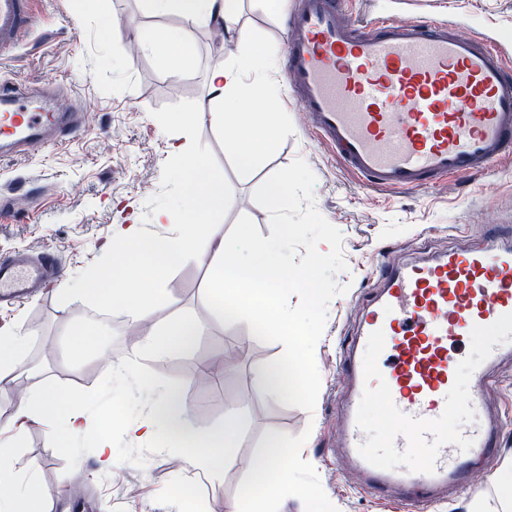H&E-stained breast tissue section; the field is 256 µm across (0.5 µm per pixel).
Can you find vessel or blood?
I'll return each mask as SVG.
<instances>
[{"label":"vessel or blood","instance_id":"1","mask_svg":"<svg viewBox=\"0 0 512 512\" xmlns=\"http://www.w3.org/2000/svg\"><path fill=\"white\" fill-rule=\"evenodd\" d=\"M30 21L29 0H0V49ZM283 73L298 110L364 187L478 176L512 155V62L492 40L441 17L363 22L343 0H294ZM77 130L72 113L0 81V151L59 144ZM56 276L49 254L0 262V300L25 298ZM477 335L481 356L461 362L459 348ZM511 357L512 242L493 236L479 248L387 264L341 360L351 387L340 444L351 472L415 512L447 490L466 491L499 435L484 401L490 370ZM463 384L470 416L452 425L450 400ZM375 397L397 409L387 447L422 457L421 467L385 466L370 446L360 409Z\"/></svg>","mask_w":512,"mask_h":512}]
</instances>
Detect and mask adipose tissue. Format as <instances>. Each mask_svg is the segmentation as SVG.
Here are the masks:
<instances>
[{
  "label": "adipose tissue",
  "mask_w": 512,
  "mask_h": 512,
  "mask_svg": "<svg viewBox=\"0 0 512 512\" xmlns=\"http://www.w3.org/2000/svg\"><path fill=\"white\" fill-rule=\"evenodd\" d=\"M242 3L243 0H139L142 12L175 15L190 23L205 21L222 29L228 39L240 33ZM149 45L163 55L173 76H181L194 63L193 45L183 30L163 31L151 38ZM276 59L273 49L258 46L248 55L244 66L219 63L210 74V93L224 105L223 111L213 113L212 121L233 136L245 138V146L232 148L236 166L245 175L259 165L276 131L272 112L281 89L271 82H256L250 90L266 106L258 112L243 111L242 100L248 89L243 86L242 70L246 67L271 70L276 66ZM169 155L179 179L178 204L157 210L155 221L167 224L180 219L187 226L186 232L178 237H155L143 235L136 224L115 225L112 238L121 244L123 254L130 256L132 271L119 281L102 273L90 275L77 287L61 288L62 300L72 303L91 297L103 308L122 310L131 322H139L161 304L166 275L195 255L197 242L203 239L207 242L210 265L220 276L214 293L221 311L233 318L247 312L273 323L281 335H293L288 313L273 292L274 285L288 275L287 239L268 242L246 252L228 242L219 225L211 221L212 215L224 208L223 177L209 170L205 154L191 142L173 140ZM200 333L197 322L170 318L158 331L152 332L148 346L160 355L185 353L191 350ZM80 408V403L60 402L55 393L46 390L20 404L14 417L0 421V433L9 435L8 441H0V512H38V504L46 495L37 480V463H30L23 475L11 471L7 464L13 449L24 440V430L17 425V418L64 419L65 428L55 441L69 447L74 440L91 433L88 419ZM190 413L181 387L163 385L158 387L147 416L122 419V431L137 441L159 439L160 452L181 455L189 473L211 471L231 463L237 412H228L222 429L202 437L190 432ZM297 490L296 481L284 468L264 495L234 499L228 503L226 512H269L274 497H285Z\"/></svg>",
  "instance_id": "adipose-tissue-1"
}]
</instances>
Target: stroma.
Instances as JSON below:
<instances>
[{"instance_id":"stroma-1","label":"stroma","mask_w":512,"mask_h":512,"mask_svg":"<svg viewBox=\"0 0 512 512\" xmlns=\"http://www.w3.org/2000/svg\"><path fill=\"white\" fill-rule=\"evenodd\" d=\"M344 5L357 15L412 20L434 9L462 30L493 39L512 58V0H440L434 8L427 0H345ZM290 8L291 0H282L275 12L267 11L262 0H244L242 35L231 41L215 27L193 26L195 62L178 79L170 76L164 58L138 38L181 27V19L143 13L137 0H108L103 16L78 14L75 0H32L35 25L13 50L0 53L1 77L23 87L57 85V106L76 104L81 126L79 135L64 145L44 143L29 155L0 160L13 203L12 211L0 213V260L20 250L33 256L50 252L65 281L73 283L101 269L122 278L124 268L112 261L114 225L134 222L144 234L160 237L183 230L177 221L156 223L154 215L178 192L168 145L186 128L211 169L224 178L226 205L214 218L223 232L246 215L262 236H270V216L254 193L273 171L301 158L316 177L318 211L343 234L341 255L347 265L337 277L347 291L329 302L325 330L315 347L321 388L310 413L268 397L256 384V371L281 356L283 347L259 342L246 322L224 324L207 308L203 289L211 268L202 258H191L169 273L161 309L135 327L122 311L99 308L95 301L63 302L55 287L0 308V328L28 338L22 378L0 393V417L12 416L19 401L51 385L64 398L84 399L95 429L113 428L112 452L119 463L105 470L95 441L81 439L75 447L60 448L53 440L58 423L25 421V440L14 449L9 465L22 474L30 462L38 463L39 481L48 492L41 512H180L186 502L198 504L201 512H226L229 501L254 488V460L281 438L288 441L289 470L316 497L278 499L275 512H404L402 504L378 501L363 480L344 468L336 451L348 392L340 352L363 300L382 277L384 257L404 263L454 246H478L484 224L512 225V157L479 177L417 190H370L341 164L333 146L313 133L285 95L274 114L280 134L254 172L240 175L211 118L222 105L209 93L208 74L217 63L241 61L253 43L283 50ZM116 56L123 61L117 69L112 66ZM169 316L201 324L203 333L191 352L163 358L147 352L133 374L113 378L112 364L138 346L155 322ZM85 328L99 335L111 365L101 366L99 353L75 341L73 331ZM235 348L245 355L227 367L223 384L197 387L199 365ZM145 380L181 385L196 434L221 426L230 410L240 415L233 463L213 478L187 483L180 500L172 487L183 466L181 457L157 453L153 443L128 439L115 429L121 417L147 411L153 396L142 389ZM486 404L502 423L500 452L476 465L464 493L432 503L429 512H512L495 481L512 465V359L495 367Z\"/></svg>"}]
</instances>
